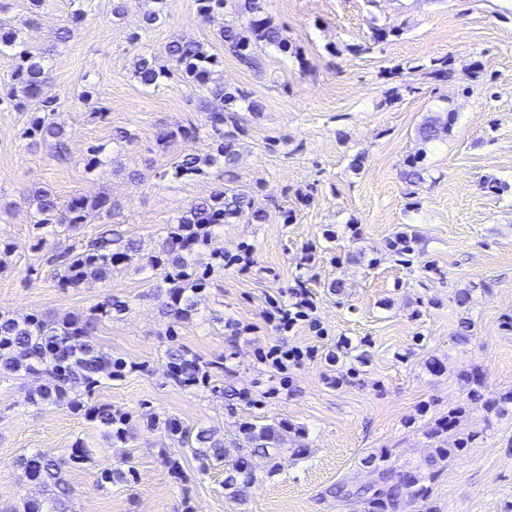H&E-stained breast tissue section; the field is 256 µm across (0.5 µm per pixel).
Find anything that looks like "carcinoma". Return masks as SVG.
Wrapping results in <instances>:
<instances>
[{
  "label": "carcinoma",
  "mask_w": 512,
  "mask_h": 512,
  "mask_svg": "<svg viewBox=\"0 0 512 512\" xmlns=\"http://www.w3.org/2000/svg\"><path fill=\"white\" fill-rule=\"evenodd\" d=\"M198 13L206 23H218L217 36L224 51L240 63L252 66L260 55L273 50L286 59L298 61V51L288 43L285 27L271 17L268 0H197ZM30 17L21 26L0 28V54L15 61L11 78L20 87L21 95L6 101L0 99V111L8 109L25 113L23 139L36 145H49L54 156L68 159V144L60 124L54 121L58 99L47 90L45 58L34 55L20 36L21 27L34 23ZM160 21L159 12L147 9L142 16L141 31L131 41H141V32ZM218 60L204 44L174 36L166 46V63L152 54H141L135 68L138 81L147 88H156L169 80H179L198 94L203 120L178 122L157 135L163 148L178 138L200 134L211 141L204 155L188 153L159 174L161 179L179 181L214 171L224 185L208 197L193 202L166 228L157 248L145 254L141 240L110 228L112 202L107 196H73L60 202L47 190L36 194L33 216L34 243L31 250L40 253L60 237L79 231L97 221L98 233L80 239L47 258L55 267L56 287L80 288L85 284H104L112 272L123 266L139 272L147 269L159 275L154 298L161 315L168 320L167 331L174 335L175 325L199 314V297L212 275L224 269V252L210 249L213 238L223 224H262L267 214L257 206L254 197L235 186L234 168L239 158V137L245 131L247 116H255L260 105L244 91L231 88L214 76ZM457 119V112L441 106L427 116L415 131L417 151L401 171L402 178L418 184L427 168L423 161L427 149L446 140ZM136 140V134L117 129L112 134V152L118 154ZM391 251L404 262L415 255L413 238L398 234ZM130 310L129 302L110 294L81 315L49 319L30 313L21 318L0 316V377L22 379L33 377L40 384L31 390L25 405L35 408L67 407L81 413L103 442L112 446L127 439L130 419L126 412L107 403L95 401L97 389L120 380L138 365L112 357L98 343L96 330L106 320L122 317ZM167 376L186 389L206 388L213 371L221 362H204L191 352L170 346L166 349ZM459 378L466 395L448 414L429 423L427 434L438 440L426 467L399 470L388 464L386 455H373L366 461L379 474V482L364 484L356 480L336 486L332 491L347 506L359 505L362 512H397L403 497L426 502L430 482L438 473V465L461 455L470 447L475 435L457 433L450 440L443 435L454 430L460 419L473 408L500 415L512 408V389L494 398L484 394V381L472 367L463 369ZM148 427L161 431L172 447L182 455L191 456L200 472L216 466L224 468V489L240 496L257 478L256 459L271 464L280 453V444L288 426L279 423H248L242 430L239 454L229 457L224 437L214 427L189 428L177 418L148 411L144 414ZM93 460L87 441L75 439L67 455L50 457L33 449L20 456L16 467L40 495L27 499L23 512H71L73 488L67 472ZM134 467L125 471L105 467L94 473L95 486L105 489L117 482H130Z\"/></svg>",
  "instance_id": "obj_1"
}]
</instances>
